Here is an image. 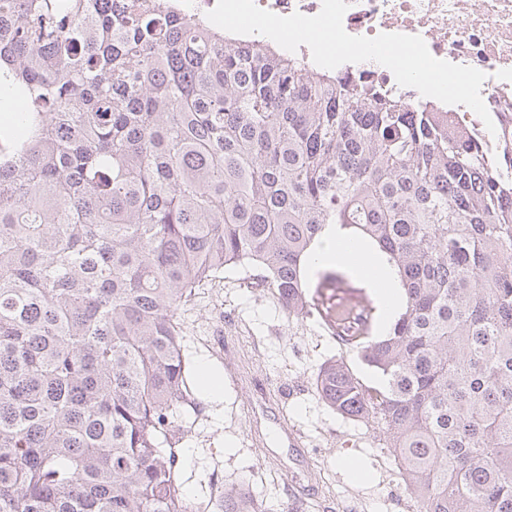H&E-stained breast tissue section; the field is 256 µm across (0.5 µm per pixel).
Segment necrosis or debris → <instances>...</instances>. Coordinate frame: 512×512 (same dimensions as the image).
Listing matches in <instances>:
<instances>
[{"label": "necrosis or debris", "mask_w": 512, "mask_h": 512, "mask_svg": "<svg viewBox=\"0 0 512 512\" xmlns=\"http://www.w3.org/2000/svg\"><path fill=\"white\" fill-rule=\"evenodd\" d=\"M343 26L353 36H421L434 57L485 73L489 113L512 107V0H351Z\"/></svg>", "instance_id": "obj_1"}]
</instances>
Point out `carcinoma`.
Masks as SVG:
<instances>
[{"label": "carcinoma", "instance_id": "obj_1", "mask_svg": "<svg viewBox=\"0 0 512 512\" xmlns=\"http://www.w3.org/2000/svg\"><path fill=\"white\" fill-rule=\"evenodd\" d=\"M0 512H209L182 495L178 312L226 267L316 318L330 224L405 297L324 308L345 356L317 393L377 430L420 512H512V114L490 153L414 105L236 38L181 0H0ZM219 512H264L224 488Z\"/></svg>", "mask_w": 512, "mask_h": 512}]
</instances>
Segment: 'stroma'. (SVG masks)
Wrapping results in <instances>:
<instances>
[{"instance_id":"stroma-1","label":"stroma","mask_w":512,"mask_h":512,"mask_svg":"<svg viewBox=\"0 0 512 512\" xmlns=\"http://www.w3.org/2000/svg\"><path fill=\"white\" fill-rule=\"evenodd\" d=\"M339 272L326 295L349 306L376 303L371 282L344 266ZM180 319L190 367L207 363L224 383L218 402L201 388L191 393L195 420L177 441L187 496L200 498L208 485L219 493L234 481L261 496L267 512H280L293 488L301 497L295 512L306 499L341 501L351 512H403L406 493L393 457L370 427L329 408L315 390L320 365L340 354L358 377L373 381L355 353H342L313 320L288 317L243 267L197 289ZM287 428L300 434V449L288 448ZM253 433L262 435L264 447H252ZM351 459L361 462L362 473L349 469Z\"/></svg>"}]
</instances>
